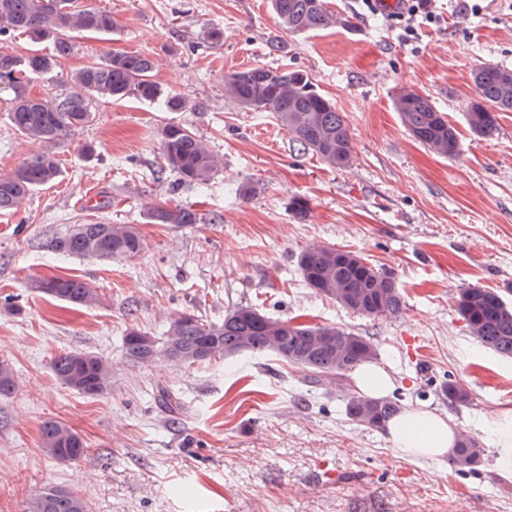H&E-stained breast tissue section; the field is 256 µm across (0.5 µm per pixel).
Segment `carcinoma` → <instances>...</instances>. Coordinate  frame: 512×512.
<instances>
[{"label": "carcinoma", "instance_id": "1", "mask_svg": "<svg viewBox=\"0 0 512 512\" xmlns=\"http://www.w3.org/2000/svg\"><path fill=\"white\" fill-rule=\"evenodd\" d=\"M280 27L292 34L318 31L336 24L327 0H271ZM120 22L111 13L80 8L74 0H0V37L25 33L36 42L52 44L49 53L36 51L23 58L0 51V85L12 92L9 121L23 137L38 143L41 150L13 172L0 176V213L20 211L39 188L59 176L56 149L74 129L88 123L97 101H120L134 95L144 101H163L170 111L187 106L179 95L165 90L156 76V63L145 53L113 52L101 62L91 63L61 80L52 97H36L28 91L32 76L55 72L59 59L71 53L67 33L81 31L102 37L117 32ZM476 97L467 107L466 120L478 139L492 138L502 112L512 111V68L483 64L473 74ZM224 91L242 107L270 112L288 130L292 139L315 153L333 168H346L353 158L349 126L343 113L318 90L314 79L301 69L279 70L253 65L224 76ZM395 106L409 134L422 146L442 157L461 154L462 144L445 113L427 98L407 91L398 95ZM160 150L166 167L179 176V183L200 189L208 186L222 159L193 128L170 124L161 133ZM290 210L303 222L311 212L309 200L294 195ZM153 224H195L198 214L182 205L159 204L149 209ZM53 249L63 255L101 260L139 256L145 242L130 224L99 220L75 224L54 241ZM305 285L315 294L333 299L340 306L367 319L396 316L405 305L404 293L388 273L354 251L325 245L305 248L298 257ZM42 293L75 306H90L97 293L84 281L54 277L36 282ZM456 311L467 331L497 355L512 358V306L497 290L462 286L455 297ZM324 336H351L354 342L338 351L322 341ZM171 350L177 357L200 363L215 358L273 353L283 361L311 373L313 382L346 378L358 365L377 356L375 344L364 336L335 325H308L271 317L252 306H237L224 314V321L207 323L193 314L171 318L162 337L131 328L124 338V356L134 366L157 362L154 351ZM55 378L65 387L86 393L90 386L100 394L110 385L109 362L93 353L69 351L51 361ZM17 388L10 363L0 360V397ZM448 403L458 406L471 401L469 391L453 378L440 387ZM402 409L401 400L371 398L354 394L345 404L346 417L355 424L383 430ZM40 447L54 459L66 456L76 462L88 448L76 431L66 424L45 421L40 430ZM484 448L473 436L459 437L450 466L458 473L472 471L481 462ZM23 512H89L87 501L64 487H46L23 505Z\"/></svg>", "mask_w": 512, "mask_h": 512}]
</instances>
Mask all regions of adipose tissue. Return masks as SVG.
Listing matches in <instances>:
<instances>
[{
    "instance_id": "1",
    "label": "adipose tissue",
    "mask_w": 512,
    "mask_h": 512,
    "mask_svg": "<svg viewBox=\"0 0 512 512\" xmlns=\"http://www.w3.org/2000/svg\"><path fill=\"white\" fill-rule=\"evenodd\" d=\"M391 451L402 458L440 460L451 454L456 443L451 420L422 408L404 410L388 425Z\"/></svg>"
}]
</instances>
